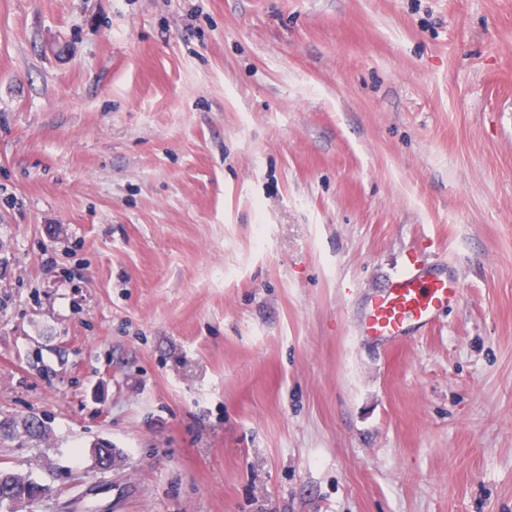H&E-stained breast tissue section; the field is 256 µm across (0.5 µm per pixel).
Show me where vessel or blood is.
<instances>
[{"mask_svg": "<svg viewBox=\"0 0 512 512\" xmlns=\"http://www.w3.org/2000/svg\"><path fill=\"white\" fill-rule=\"evenodd\" d=\"M460 295L457 281L413 261L373 296L358 328L363 335L393 343L432 324Z\"/></svg>", "mask_w": 512, "mask_h": 512, "instance_id": "1", "label": "vessel or blood"}]
</instances>
